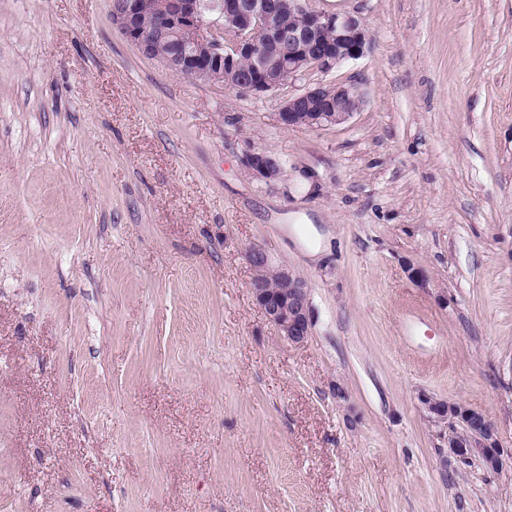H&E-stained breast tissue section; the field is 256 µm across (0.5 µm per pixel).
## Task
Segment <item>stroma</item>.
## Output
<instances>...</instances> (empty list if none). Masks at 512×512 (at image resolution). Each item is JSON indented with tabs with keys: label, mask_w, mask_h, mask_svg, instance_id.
I'll return each mask as SVG.
<instances>
[{
	"label": "stroma",
	"mask_w": 512,
	"mask_h": 512,
	"mask_svg": "<svg viewBox=\"0 0 512 512\" xmlns=\"http://www.w3.org/2000/svg\"><path fill=\"white\" fill-rule=\"evenodd\" d=\"M310 4L370 50L255 97L143 57L112 0H0V512H512V0ZM318 82L365 103L283 129ZM252 247L304 279V343ZM241 163L251 178L265 183L276 181L282 173V161L276 154L251 144H248ZM246 257L254 271L249 289L266 318L288 342H305L311 333L305 282L287 268L272 266L267 253L259 247L250 248ZM431 418L452 428L448 448L460 458H477L488 469H497L503 449L491 424L477 409L461 402L424 400ZM456 425L463 430L458 432Z\"/></svg>",
	"instance_id": "stroma-1"
}]
</instances>
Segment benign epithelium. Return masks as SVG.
Returning <instances> with one entry per match:
<instances>
[{"mask_svg":"<svg viewBox=\"0 0 512 512\" xmlns=\"http://www.w3.org/2000/svg\"><path fill=\"white\" fill-rule=\"evenodd\" d=\"M148 7L160 20L153 35L138 23ZM209 9L218 10L223 22L207 19ZM111 17L112 25L144 57L173 73L191 70L199 82L253 96L275 93L305 72L328 73L361 58L372 44L360 15L317 10L309 0H120ZM245 58L260 63L258 73H241L238 65ZM362 104L355 85L318 82L284 99L277 120L287 130L339 125ZM241 163L251 178L265 183L282 173L276 154L251 144ZM246 257L254 271L249 289L266 318L288 342H305L311 333L305 282L286 268L272 266L259 247L250 248ZM424 404L431 418L450 427L448 448L454 455L477 458L488 469L499 467L503 449L480 411L430 398ZM457 425L462 431L455 429Z\"/></svg>","mask_w":512,"mask_h":512,"instance_id":"1","label":"benign epithelium"}]
</instances>
